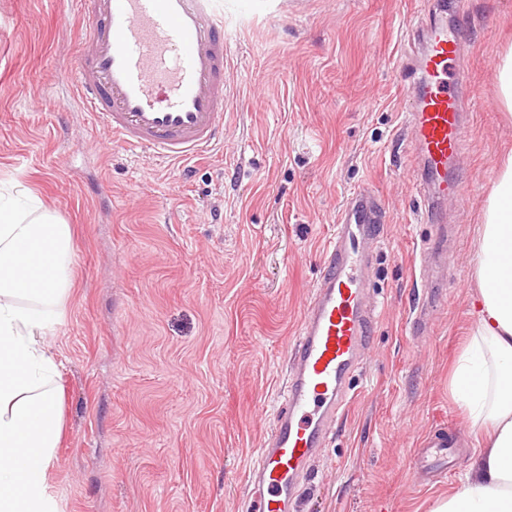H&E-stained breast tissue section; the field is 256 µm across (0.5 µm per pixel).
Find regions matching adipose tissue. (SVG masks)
<instances>
[{"instance_id": "1", "label": "adipose tissue", "mask_w": 512, "mask_h": 512, "mask_svg": "<svg viewBox=\"0 0 512 512\" xmlns=\"http://www.w3.org/2000/svg\"><path fill=\"white\" fill-rule=\"evenodd\" d=\"M72 229L18 182L0 187V512H57L48 472L65 391L48 329L72 286ZM475 321L451 373L477 430L461 486L430 512H512V152L484 204Z\"/></svg>"}]
</instances>
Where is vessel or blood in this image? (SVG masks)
Here are the masks:
<instances>
[{
  "mask_svg": "<svg viewBox=\"0 0 512 512\" xmlns=\"http://www.w3.org/2000/svg\"><path fill=\"white\" fill-rule=\"evenodd\" d=\"M80 20L76 65L67 76L79 108L112 143L173 164L205 156L224 140L227 45L223 0H75ZM449 0H434L415 29L420 53L398 66L410 81V114L422 166L426 221L442 197L456 194L452 165L464 139L459 46ZM384 230L374 194L359 189L338 214L320 275L288 356L284 400L252 474V512H289L309 463L324 448L348 403V381L361 368L374 332L365 284L370 245ZM442 249L420 253L424 287L444 284ZM415 468L448 461V440H429Z\"/></svg>",
  "mask_w": 512,
  "mask_h": 512,
  "instance_id": "vessel-or-blood-1",
  "label": "vessel or blood"
}]
</instances>
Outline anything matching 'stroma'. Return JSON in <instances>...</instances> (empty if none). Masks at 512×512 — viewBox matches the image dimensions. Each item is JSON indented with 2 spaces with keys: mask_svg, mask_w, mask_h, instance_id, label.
Returning <instances> with one entry per match:
<instances>
[{
  "mask_svg": "<svg viewBox=\"0 0 512 512\" xmlns=\"http://www.w3.org/2000/svg\"><path fill=\"white\" fill-rule=\"evenodd\" d=\"M225 0L224 142L188 165L110 143L70 103L69 0H0V182L29 187L73 230V286L45 336L65 388L48 479L58 512H251L258 463L323 250L347 195L372 188L368 359L312 460L294 512H429L467 471L475 435L448 377L472 326L483 202L512 122L495 64L512 0H460L470 79L464 152L446 197L448 286L417 330L421 220L410 91L396 74L426 0ZM454 433L447 472L414 473Z\"/></svg>",
  "mask_w": 512,
  "mask_h": 512,
  "instance_id": "35a3bbf8",
  "label": "stroma"
}]
</instances>
